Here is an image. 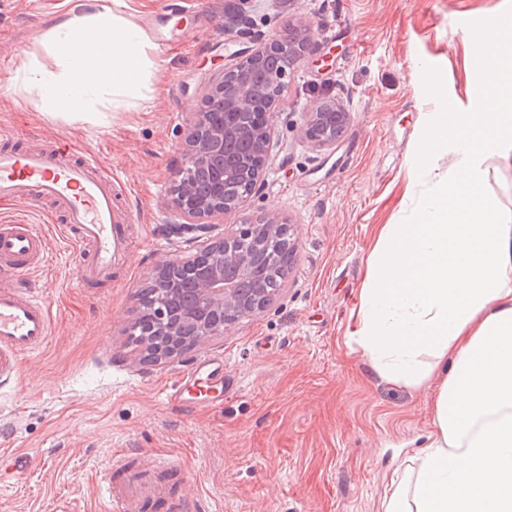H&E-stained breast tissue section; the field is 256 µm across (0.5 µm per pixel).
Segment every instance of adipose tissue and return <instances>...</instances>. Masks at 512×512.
Returning <instances> with one entry per match:
<instances>
[{
	"label": "adipose tissue",
	"mask_w": 512,
	"mask_h": 512,
	"mask_svg": "<svg viewBox=\"0 0 512 512\" xmlns=\"http://www.w3.org/2000/svg\"><path fill=\"white\" fill-rule=\"evenodd\" d=\"M125 5L55 18L58 71L23 56L39 111H81L105 88L117 108L147 90L152 45ZM469 48L486 87L435 120L429 148L454 162L417 222L385 225L352 330L379 378L435 386L428 442L392 479L383 512H512V217L480 192L482 161L512 158V31Z\"/></svg>",
	"instance_id": "1"
}]
</instances>
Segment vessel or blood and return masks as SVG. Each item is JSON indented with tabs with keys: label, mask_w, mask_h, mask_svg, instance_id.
Returning a JSON list of instances; mask_svg holds the SVG:
<instances>
[{
	"label": "vessel or blood",
	"mask_w": 512,
	"mask_h": 512,
	"mask_svg": "<svg viewBox=\"0 0 512 512\" xmlns=\"http://www.w3.org/2000/svg\"><path fill=\"white\" fill-rule=\"evenodd\" d=\"M127 190L115 184L112 169L95 152L57 148L0 151V200L50 202L62 231L78 248L74 279L79 285L111 280L129 260L127 227L134 210ZM48 242L29 224H0V383L19 379L21 360L41 348L55 318L52 303L29 290L26 271L42 266ZM166 393L194 410L224 401V364L205 357L195 369L178 375ZM104 502L117 512H171L166 491L153 471L120 463L108 468L99 485Z\"/></svg>",
	"instance_id": "b4317fda"
}]
</instances>
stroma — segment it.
Segmentation results:
<instances>
[{"instance_id": "1", "label": "stroma", "mask_w": 512, "mask_h": 512, "mask_svg": "<svg viewBox=\"0 0 512 512\" xmlns=\"http://www.w3.org/2000/svg\"><path fill=\"white\" fill-rule=\"evenodd\" d=\"M90 0H0V133L41 148L67 141L91 150L126 182L137 216L130 260L112 282L77 286L76 248L49 209L0 203V220H24L49 236L32 289L56 316L48 344L25 356L18 383L0 385V512H57L73 496L80 512H113L98 497L109 463L150 467L170 454L186 478L171 477L189 512H381L397 471L409 465L432 425L431 386L380 379L352 341L365 266L385 224H411L431 183L414 182L442 100L465 111L484 87L466 53L469 16L495 24L512 0H199L172 40L154 41V93L112 112H38L19 70L34 54L54 71L45 46L52 20ZM238 15L240 30L224 29ZM315 25V47L291 71L273 105L270 161L244 207L225 225L275 213L292 226L295 254L282 289L263 312L181 357L142 360L129 332L135 294L164 255L196 244L172 231L163 206L183 163L195 112L241 53L282 37L298 17ZM333 99L350 114L335 146L314 148L305 112ZM483 195L512 213V167L482 164ZM224 359L234 388L220 408L187 412L164 398L178 373L204 356Z\"/></svg>"}]
</instances>
